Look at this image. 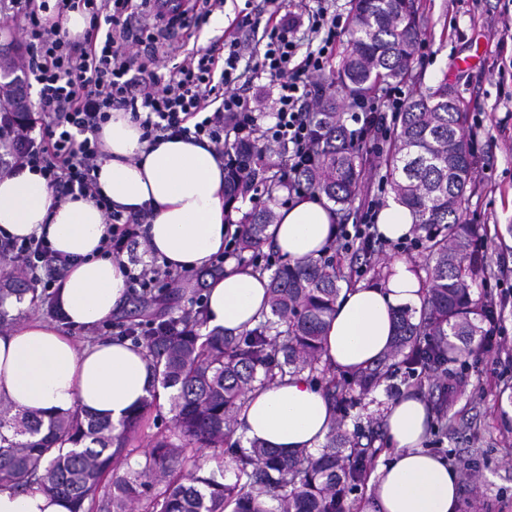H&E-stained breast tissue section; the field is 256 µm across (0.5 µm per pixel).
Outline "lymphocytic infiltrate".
Listing matches in <instances>:
<instances>
[{
    "label": "lymphocytic infiltrate",
    "mask_w": 512,
    "mask_h": 512,
    "mask_svg": "<svg viewBox=\"0 0 512 512\" xmlns=\"http://www.w3.org/2000/svg\"><path fill=\"white\" fill-rule=\"evenodd\" d=\"M262 2L261 10L237 17L222 41L202 53H185L161 75L154 53L144 46L142 28L133 25L132 0H55L58 14L79 9L89 14L90 27L80 40L62 35L34 0H12L26 48L22 66L39 87L42 118L25 122L0 109V173L27 168L60 199H93L107 224L100 248L122 262L132 293L170 292L186 274L156 260L142 262L137 250L146 242L152 210L124 213L98 187L103 156L98 134L112 111L130 113L143 139L152 143L206 141L220 152L232 142L287 148L281 170L292 188L315 162L310 115L328 90L322 77L348 20L331 11L328 0H302L290 20L281 16L279 0ZM302 29L310 42L306 48L298 37ZM263 78L275 93L274 121L267 126L246 94ZM409 96L408 87L397 82L379 94L354 97L349 107L354 141L375 145L389 139ZM382 205L380 197L370 196L353 224L337 225L338 252L380 249L376 220ZM0 258L17 262L45 290L62 282L75 262L43 235L21 240L1 235Z\"/></svg>",
    "instance_id": "lymphocytic-infiltrate-1"
}]
</instances>
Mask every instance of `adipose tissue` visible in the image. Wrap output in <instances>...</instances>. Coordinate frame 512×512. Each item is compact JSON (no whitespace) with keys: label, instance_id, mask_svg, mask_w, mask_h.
Here are the masks:
<instances>
[{"label":"adipose tissue","instance_id":"1","mask_svg":"<svg viewBox=\"0 0 512 512\" xmlns=\"http://www.w3.org/2000/svg\"><path fill=\"white\" fill-rule=\"evenodd\" d=\"M129 113L113 112L100 140L104 157L98 183L126 210L150 207V249L170 267L192 270L222 251L231 216L224 206V159L207 143L179 138L143 141ZM334 214L316 196H299L269 228L274 246L296 260L316 255L331 237ZM107 226L94 201L62 200L30 170L0 174V232L13 237L47 234L53 248L78 257L57 292L58 305L75 328L111 317L126 293L123 266L101 256ZM267 278L229 264L207 291V325L238 332L267 312ZM423 284L413 265L395 260L379 285H359L336 303L324 357L353 372L373 363L394 334L393 312L419 306ZM148 363L141 349L100 341L78 346L54 325L35 320L0 332V397L18 410L56 416L81 407L119 422L147 396ZM249 440L282 454L315 449L332 423V409L305 376L286 377L249 394L238 417ZM430 411L408 395L384 410L392 459L373 480V512H455L458 477L421 446ZM0 512H69L40 486L17 492L0 485Z\"/></svg>","mask_w":512,"mask_h":512}]
</instances>
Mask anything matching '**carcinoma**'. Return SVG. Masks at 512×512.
<instances>
[{"label":"carcinoma","mask_w":512,"mask_h":512,"mask_svg":"<svg viewBox=\"0 0 512 512\" xmlns=\"http://www.w3.org/2000/svg\"><path fill=\"white\" fill-rule=\"evenodd\" d=\"M350 48L313 118L317 159L300 181L306 192L324 196L347 211L361 185L363 158L340 120L337 94L368 92L373 85L408 78L421 39L417 0H351ZM465 113L442 82L412 93L401 113L387 159V182L413 216L414 232L426 252V280L419 309L395 314V334L373 366L348 374L323 359L324 331L335 314L339 282L346 280L332 244L316 257L277 266L267 288L270 312L236 335L201 333L205 310L171 320L164 335L133 336L144 350L152 375L148 396L119 424L86 410L50 417L13 412L0 401V485L24 488L38 483L62 497L71 512H351L348 496L365 483L372 455L361 443V427L348 431L344 418L361 396L401 373L423 369L452 378L448 365L463 354H480L494 341L485 336L484 303L473 298L494 271L482 250L478 225L464 217L471 187L473 155L465 140ZM276 150L253 142L224 154L228 203L248 193L244 172L273 168ZM283 182L266 177V199L240 221V249L260 251L274 223L276 193ZM27 288H0V330L13 324L6 308L21 303ZM307 374L334 412L322 448L292 456L252 441L245 448L237 418L248 393L288 376ZM168 392L172 426L154 438L139 468L127 466L128 446L142 422ZM204 448H222L233 461L200 463Z\"/></svg>","instance_id":"1"}]
</instances>
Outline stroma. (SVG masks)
Instances as JSON below:
<instances>
[{"mask_svg":"<svg viewBox=\"0 0 512 512\" xmlns=\"http://www.w3.org/2000/svg\"><path fill=\"white\" fill-rule=\"evenodd\" d=\"M512 0H479L449 12L448 0H419L423 36L431 53L414 63L408 83L426 91L447 82L467 117L483 122L469 140L475 164L466 218L480 225L493 269L512 270V41L500 44L488 29ZM464 384L448 402V429L427 434L422 446L450 466L468 463L459 479L457 512H512V304L500 317L493 352L457 363ZM400 379L362 398L345 424L383 426L387 404L406 395Z\"/></svg>","mask_w":512,"mask_h":512,"instance_id":"stroma-1","label":"stroma"}]
</instances>
